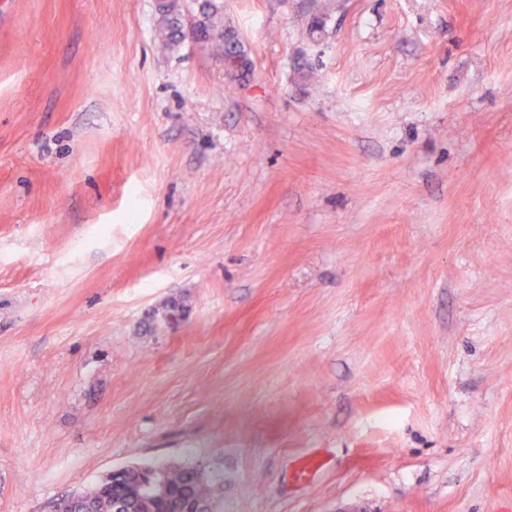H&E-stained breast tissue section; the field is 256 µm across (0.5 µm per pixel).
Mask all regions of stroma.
Segmentation results:
<instances>
[{
    "label": "stroma",
    "mask_w": 512,
    "mask_h": 512,
    "mask_svg": "<svg viewBox=\"0 0 512 512\" xmlns=\"http://www.w3.org/2000/svg\"><path fill=\"white\" fill-rule=\"evenodd\" d=\"M219 2L0 0V512H512V0ZM201 13L206 22V29L210 34V38L206 42L207 48L224 61L228 58V51L224 38V14L211 1L205 0L201 4ZM154 478L164 492L156 500L143 497L145 481ZM222 478L198 474L197 465L180 462L140 464L112 474L89 492H82L57 505L58 512H216Z\"/></svg>",
    "instance_id": "35a3bbf8"
}]
</instances>
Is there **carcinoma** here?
<instances>
[{
	"instance_id": "carcinoma-1",
	"label": "carcinoma",
	"mask_w": 512,
	"mask_h": 512,
	"mask_svg": "<svg viewBox=\"0 0 512 512\" xmlns=\"http://www.w3.org/2000/svg\"><path fill=\"white\" fill-rule=\"evenodd\" d=\"M202 16L210 38L206 47L224 61L228 51L224 38V14L211 0H203ZM178 22L166 17L159 33L165 44L176 45ZM154 479L164 489L156 500L141 494L145 481ZM222 488L219 473L208 477L198 474L197 466L180 462L140 464L123 468L108 476L89 492L78 493L57 505V512H113L112 505L123 503L125 512H215Z\"/></svg>"
}]
</instances>
